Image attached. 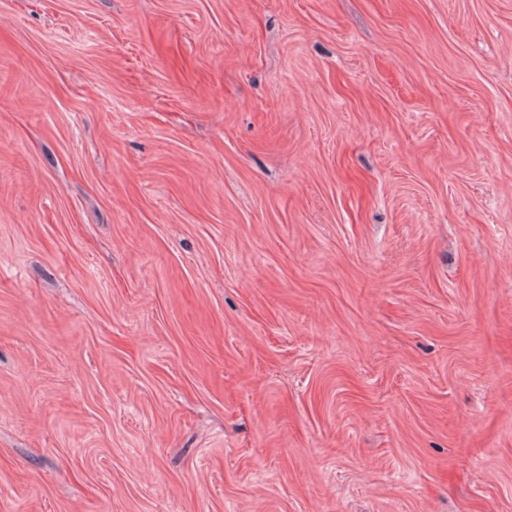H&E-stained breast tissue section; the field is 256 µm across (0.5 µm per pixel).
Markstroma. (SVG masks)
Listing matches in <instances>:
<instances>
[{"label": "stroma", "instance_id": "1", "mask_svg": "<svg viewBox=\"0 0 512 512\" xmlns=\"http://www.w3.org/2000/svg\"><path fill=\"white\" fill-rule=\"evenodd\" d=\"M0 512H512V0H0Z\"/></svg>", "mask_w": 512, "mask_h": 512}]
</instances>
